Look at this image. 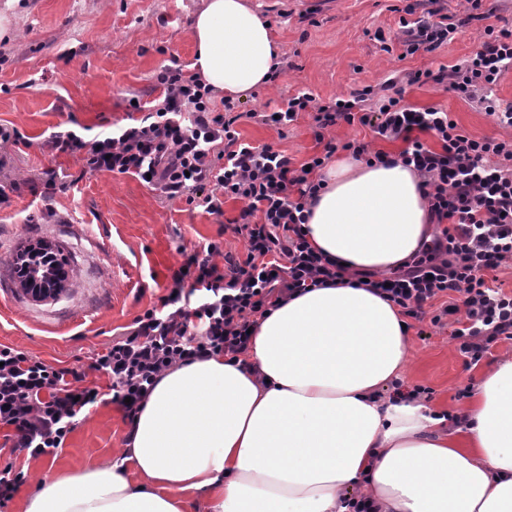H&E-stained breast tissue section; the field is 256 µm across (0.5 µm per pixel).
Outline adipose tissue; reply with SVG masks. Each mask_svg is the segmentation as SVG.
I'll use <instances>...</instances> for the list:
<instances>
[{"instance_id": "adipose-tissue-1", "label": "adipose tissue", "mask_w": 512, "mask_h": 512, "mask_svg": "<svg viewBox=\"0 0 512 512\" xmlns=\"http://www.w3.org/2000/svg\"><path fill=\"white\" fill-rule=\"evenodd\" d=\"M194 73L230 98L264 86L280 54L246 0H203ZM304 229L341 282L292 297L255 327L244 362L218 354L156 383L120 457L72 473L41 464L22 512H512V359L486 372L458 431L385 391L409 364L398 306L360 276L411 262L433 236L420 177L402 163L330 161Z\"/></svg>"}]
</instances>
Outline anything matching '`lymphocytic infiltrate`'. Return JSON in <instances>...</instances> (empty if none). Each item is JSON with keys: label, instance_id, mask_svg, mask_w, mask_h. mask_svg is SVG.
Listing matches in <instances>:
<instances>
[{"label": "lymphocytic infiltrate", "instance_id": "1", "mask_svg": "<svg viewBox=\"0 0 512 512\" xmlns=\"http://www.w3.org/2000/svg\"><path fill=\"white\" fill-rule=\"evenodd\" d=\"M433 14L402 21L404 55L433 52L461 22L438 8ZM510 69L512 30L489 26L480 50L464 62L409 71L404 81H430L479 100L501 126L512 128V108H500L487 95ZM156 82L162 93L142 116L127 114L89 139L63 128L50 134L46 148L81 153L84 173L147 180L167 198L211 214L222 213L225 200L241 202L232 230L243 237L246 255L227 254L218 241L207 244L205 256L187 255L169 293L95 353L88 367L54 366L0 344V426L12 454L0 468V508L25 478L17 456L55 453L79 416L101 403L119 405L125 419L134 420L164 372L216 354L238 359L249 350L257 319L292 296L341 279V269L311 248L303 226L322 187L320 172L337 150L329 132L342 123L404 142L399 158L421 177L440 226L417 260L374 280L375 290L416 321L438 326L453 319L451 336L468 364L481 362L498 341L512 340V294L486 277L512 260V138L472 136L440 108L407 106L401 90L382 94L370 86L328 102L301 92L278 113L251 111V118L276 127L312 113L322 150L299 165L272 146L242 141L235 102L216 99L212 87L178 62L161 67ZM427 134L438 147L424 142ZM92 372L107 375L108 387L87 384Z\"/></svg>", "mask_w": 512, "mask_h": 512}]
</instances>
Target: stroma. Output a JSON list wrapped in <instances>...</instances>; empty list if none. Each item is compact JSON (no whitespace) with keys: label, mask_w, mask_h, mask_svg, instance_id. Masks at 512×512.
<instances>
[{"label":"stroma","mask_w":512,"mask_h":512,"mask_svg":"<svg viewBox=\"0 0 512 512\" xmlns=\"http://www.w3.org/2000/svg\"><path fill=\"white\" fill-rule=\"evenodd\" d=\"M248 2L269 20L290 68L242 99L244 113L282 107L301 90L327 102L363 86L398 83L410 70L462 62L486 26L512 28V0H484L487 21L458 28L434 52L403 59L397 37L411 0ZM200 6L201 0H23L13 13V34L0 39V125L16 127L28 142L0 148V182L20 186L0 208L1 344L54 365L88 363L172 287L183 251L220 241L243 256L244 241L231 226L240 202L226 201L223 214H209L129 175L82 174L80 154L58 156L43 146L57 125L75 122L95 131L124 118L131 98H158L160 68L174 58L192 62L189 23ZM403 101L442 108L476 137L507 135L478 102L431 82L405 87ZM312 124L306 114L281 131L244 116L236 128L243 141L301 162L318 149ZM49 169L77 183L53 200L58 222L27 223L44 208L37 189ZM39 239L72 259L73 276L56 300H34L12 273L17 251ZM450 332L412 325L403 381L425 387L426 403L454 415L469 406L483 373L512 354V341H499L488 357L469 365ZM128 432L117 405L93 407L53 454L56 470L77 472L116 458Z\"/></svg>","instance_id":"obj_1"}]
</instances>
